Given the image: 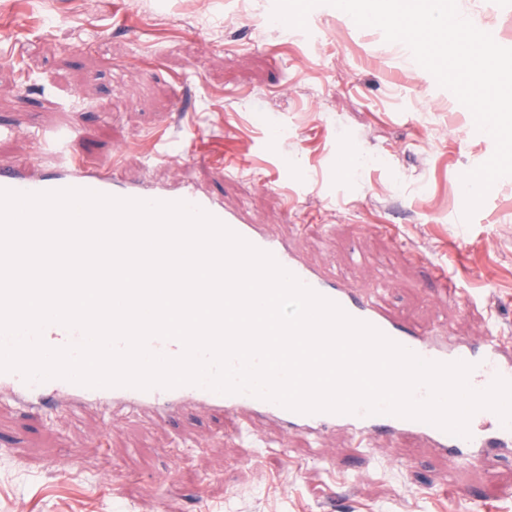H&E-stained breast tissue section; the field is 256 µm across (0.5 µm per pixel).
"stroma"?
<instances>
[{
    "instance_id": "1",
    "label": "stroma",
    "mask_w": 512,
    "mask_h": 512,
    "mask_svg": "<svg viewBox=\"0 0 512 512\" xmlns=\"http://www.w3.org/2000/svg\"><path fill=\"white\" fill-rule=\"evenodd\" d=\"M512 48V0H457ZM274 0H0V163L77 124L71 152L161 182L193 171L226 207L420 327L512 332V176L464 220L462 174L493 154L471 112L381 30L327 4L306 29ZM195 156L230 169L190 165ZM444 268L458 285L444 293ZM273 423L201 408L33 414L0 392V512H512V455L489 465L420 439L281 442Z\"/></svg>"
}]
</instances>
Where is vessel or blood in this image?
<instances>
[{"label":"vessel or blood","mask_w":512,"mask_h":512,"mask_svg":"<svg viewBox=\"0 0 512 512\" xmlns=\"http://www.w3.org/2000/svg\"><path fill=\"white\" fill-rule=\"evenodd\" d=\"M0 188L31 193L77 188L124 199L186 202L213 215L255 247L272 254L284 269L316 293L338 304L354 319L374 326L422 359L472 364L468 382L473 389H486L498 377L512 381L511 335L494 329L480 340L469 341L451 336L444 326L429 329L411 326L388 314L378 297L353 288L327 269L306 263L286 234L262 224L249 223L240 211L226 208L217 196L194 183H157L146 174L127 177L117 174L111 161L70 156L60 170L43 168L32 159L7 165L0 163ZM82 338L81 330L58 323L48 324L42 331L43 341L52 348L75 344ZM0 388L9 390L14 401L37 402L45 408L62 396L74 411L91 404L119 410L142 409L167 422L183 418L199 407L225 415L246 412L276 422L284 434L298 433L314 442L336 429L348 431L356 440L377 435L416 436L426 440L441 456L457 462L483 464L512 449V428L504 426L500 417L489 409L472 415L469 435L463 438L430 423L391 414H369L362 410L352 414L299 413L247 393L221 394L195 385L147 390L126 386L94 388L61 378L29 382L20 373L0 372Z\"/></svg>","instance_id":"obj_1"}]
</instances>
